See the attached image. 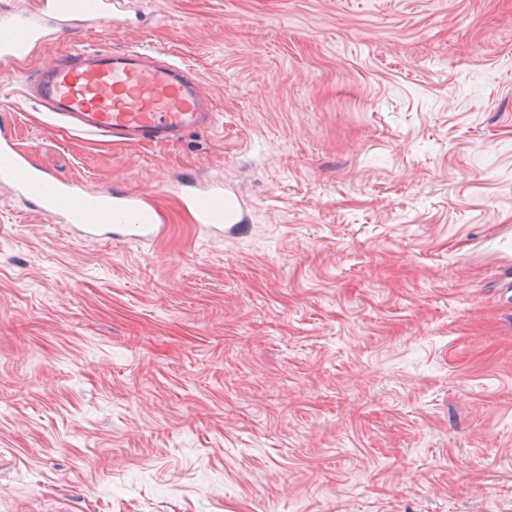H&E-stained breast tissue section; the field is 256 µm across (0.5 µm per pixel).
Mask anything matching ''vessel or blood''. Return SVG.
<instances>
[{"mask_svg": "<svg viewBox=\"0 0 512 512\" xmlns=\"http://www.w3.org/2000/svg\"><path fill=\"white\" fill-rule=\"evenodd\" d=\"M125 9V0H41L35 11L0 17V78H27L30 96L50 112L70 118L81 133L163 145L210 126L214 114L206 107L200 78L187 67L142 51L93 50L71 62H50L31 76L21 71L37 48L73 25L116 26ZM0 182L89 239L108 234L116 242L149 245L164 231L156 211L138 196L112 189L87 192L34 163L7 137L0 139ZM182 205L209 235L241 222L243 199L227 187L200 189Z\"/></svg>", "mask_w": 512, "mask_h": 512, "instance_id": "vessel-or-blood-1", "label": "vessel or blood"}]
</instances>
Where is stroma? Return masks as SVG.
Returning <instances> with one entry per match:
<instances>
[{
    "label": "stroma",
    "mask_w": 512,
    "mask_h": 512,
    "mask_svg": "<svg viewBox=\"0 0 512 512\" xmlns=\"http://www.w3.org/2000/svg\"><path fill=\"white\" fill-rule=\"evenodd\" d=\"M84 49L192 68L214 125L71 133L0 81V130L151 246L0 186V512H512V0H127ZM222 184L247 227L177 197Z\"/></svg>",
    "instance_id": "35a3bbf8"
}]
</instances>
